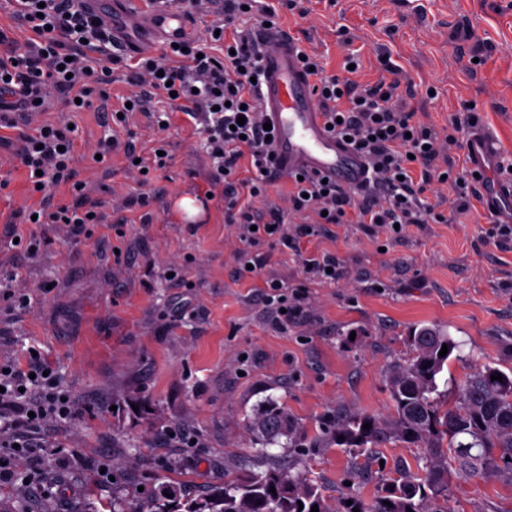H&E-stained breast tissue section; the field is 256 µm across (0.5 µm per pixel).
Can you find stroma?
I'll return each instance as SVG.
<instances>
[{
  "instance_id": "obj_1",
  "label": "stroma",
  "mask_w": 512,
  "mask_h": 512,
  "mask_svg": "<svg viewBox=\"0 0 512 512\" xmlns=\"http://www.w3.org/2000/svg\"><path fill=\"white\" fill-rule=\"evenodd\" d=\"M308 8L305 20L280 10L278 25L327 73L343 75L351 54L359 63L352 80L371 86L385 78L380 59L389 57L418 119L440 129L462 122L449 151L455 167L470 164L474 128L512 154V0H309ZM133 63L126 55L113 66L106 104L74 112L61 103L45 115L78 127L79 177L107 216L86 236L23 222L22 207L69 195L63 186L29 194L15 157L19 131L0 128V275L30 299L24 308L0 306V363L39 352L73 405L69 420L43 431L49 447L39 461L12 464L29 481L1 479L0 500L23 499L29 512L81 504L100 512L116 494L133 505L162 484L198 494L271 463L333 495L348 483L363 498L381 494L401 467L415 468L417 448L377 449L359 475L364 453L328 440L324 424L339 410L385 412V369L410 354L415 327L445 330L459 343L449 382L477 365L512 369V242L486 241L489 220L480 211L412 227L390 245L362 225H333L304 248L337 255L347 280L308 283L306 316L276 329L254 296L271 278L298 283L300 258L263 240L261 270L240 275V243L224 222V186L214 180L201 124L156 95L149 112L115 129L113 110L135 92L126 82ZM165 110L170 125L160 130L151 115ZM111 133L143 152L162 143L167 168L143 186L116 152L104 171L93 148ZM208 191L213 199L188 220L180 200ZM142 193L148 205H130ZM172 266L179 280L167 278ZM271 402L291 432L270 446L269 462L257 456L250 424ZM173 429L195 436L197 446L166 443ZM448 498L457 512H512V475L452 480Z\"/></svg>"
}]
</instances>
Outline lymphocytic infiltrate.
Returning <instances> with one entry per match:
<instances>
[{
  "label": "lymphocytic infiltrate",
  "instance_id": "1",
  "mask_svg": "<svg viewBox=\"0 0 512 512\" xmlns=\"http://www.w3.org/2000/svg\"><path fill=\"white\" fill-rule=\"evenodd\" d=\"M28 37L17 44L0 30V123L28 124L34 114L52 109L57 102L89 108L93 87L109 77L115 63L110 45L112 32L75 0H6ZM256 0H224L210 28L220 54L205 51L198 41H187L181 65L167 57H145L132 71L130 81L139 94L130 98L135 112L148 110L149 91L174 94L176 104L204 123L209 157L224 177V217L236 225L239 241L259 236L297 251L307 238L306 225H288L286 211L318 213L319 228L333 224H364L384 234L386 242L400 240L405 229L418 224L447 223L437 211L435 197L453 194V209L465 214L481 195L480 173L441 166L443 142H456L458 127L440 138L430 125L416 121L415 113L400 93L399 80L359 86L326 74L319 59L301 53L304 67L315 77L330 131L348 138L368 159L371 180L365 191L353 195L321 179L290 176L288 209L254 207L277 173L272 166L268 132L263 128L256 78L262 75L261 58L247 32H235L244 7ZM31 184L67 186L71 202L36 208L41 224H64L75 234L86 233L103 215L90 203L86 183L77 177L76 134L64 124L45 123L25 133L16 153ZM249 160L250 178L239 176L242 160ZM305 290L287 288L271 279L256 294L263 308L274 314L275 325L299 319L304 312ZM55 373L47 372L39 356L22 366L0 372V413L18 438H0V461L35 456L43 447L32 433L66 418L72 404Z\"/></svg>",
  "mask_w": 512,
  "mask_h": 512
}]
</instances>
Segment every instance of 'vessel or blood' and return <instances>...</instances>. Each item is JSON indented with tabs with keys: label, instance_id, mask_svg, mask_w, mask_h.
<instances>
[{
	"label": "vessel or blood",
	"instance_id": "1",
	"mask_svg": "<svg viewBox=\"0 0 512 512\" xmlns=\"http://www.w3.org/2000/svg\"><path fill=\"white\" fill-rule=\"evenodd\" d=\"M86 10L111 28L126 51L183 41L192 33L189 18L169 9L148 8L145 0H126L124 13L113 10L111 0H82ZM253 42L263 60L260 104L273 126V148L280 166L291 173L328 179L350 191L365 181V160L326 127L314 81L300 60L295 39L275 25L257 26ZM473 169L487 173L478 188L484 213L503 224L512 223V175L491 174L501 147L491 136L475 133L467 142Z\"/></svg>",
	"mask_w": 512,
	"mask_h": 512
}]
</instances>
